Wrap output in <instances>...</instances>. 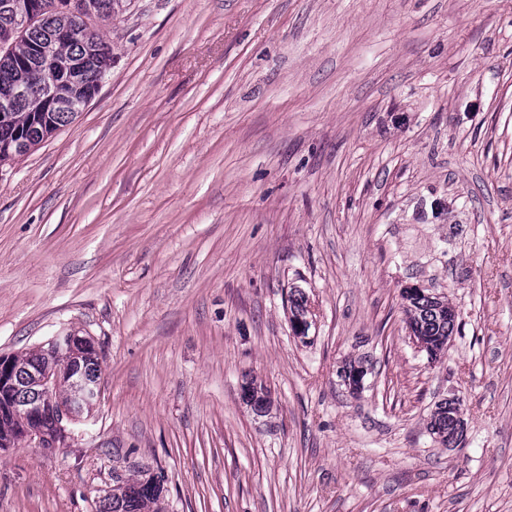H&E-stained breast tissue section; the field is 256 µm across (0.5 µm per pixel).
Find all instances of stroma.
<instances>
[{"label":"stroma","instance_id":"1","mask_svg":"<svg viewBox=\"0 0 512 512\" xmlns=\"http://www.w3.org/2000/svg\"><path fill=\"white\" fill-rule=\"evenodd\" d=\"M104 33L99 93L0 167V354L91 337L103 396L0 450V512L141 469L164 512H512V0H130ZM408 284L457 312L436 361ZM289 322L292 334L299 339H306L308 331L313 322V311L311 305L307 303L303 309L296 311L290 307ZM359 361L361 360H349L345 362L339 370L340 377L344 384L354 393L362 389L365 376L368 372V368L364 362L361 364H348ZM254 387L255 384L252 382V378L246 377L240 386V397L243 403L249 406L257 415H266L269 413L272 406L271 396H263V398L260 399V394L254 391ZM438 404L442 407L438 409L435 406L432 411L434 416L432 421L434 423V430L436 433L435 438L441 445L448 439L447 447H453V445H455V443L464 436V423L461 418V408L458 403V398L456 396L446 397L441 399L436 405ZM448 405L452 410V419L448 420V429H446V409L448 408Z\"/></svg>","mask_w":512,"mask_h":512}]
</instances>
